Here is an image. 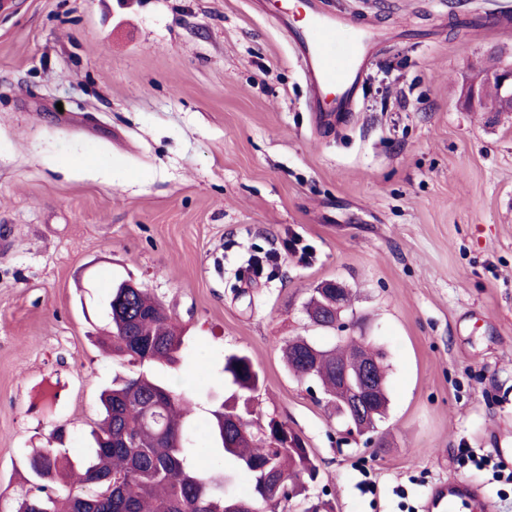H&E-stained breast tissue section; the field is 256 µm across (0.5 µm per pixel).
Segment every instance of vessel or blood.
<instances>
[{
    "mask_svg": "<svg viewBox=\"0 0 512 512\" xmlns=\"http://www.w3.org/2000/svg\"><path fill=\"white\" fill-rule=\"evenodd\" d=\"M305 22L296 25L287 7L273 13L287 37L309 88L308 109L319 128L345 122L354 112L365 70L377 53L370 24L324 9L319 0H303ZM475 491L448 480L436 483L423 512H465Z\"/></svg>",
    "mask_w": 512,
    "mask_h": 512,
    "instance_id": "vessel-or-blood-1",
    "label": "vessel or blood"
}]
</instances>
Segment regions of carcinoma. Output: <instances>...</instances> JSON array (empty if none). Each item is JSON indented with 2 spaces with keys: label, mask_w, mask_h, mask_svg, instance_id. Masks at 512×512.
<instances>
[{
  "label": "carcinoma",
  "mask_w": 512,
  "mask_h": 512,
  "mask_svg": "<svg viewBox=\"0 0 512 512\" xmlns=\"http://www.w3.org/2000/svg\"><path fill=\"white\" fill-rule=\"evenodd\" d=\"M112 355L133 366L177 367L186 350L183 330L173 323L159 301L145 288H112L109 303ZM336 307V291L320 284L305 303L310 323L327 329L315 314ZM355 340L324 347L295 338L283 347L289 372L303 382H316L339 413L343 396L336 368L351 363ZM224 375L241 391L254 392L259 373L246 355L224 357ZM194 402L190 391H175L145 372L135 373L100 395L101 419L90 431L91 454L58 464V449L33 448L27 468L33 486L26 489L14 512H263L278 497L291 500L307 491L318 467L303 438L295 431L285 437L273 428L274 417L251 429L232 396L212 411L205 423L213 449L235 469L249 472L252 493L227 489L231 476L210 474L192 465L197 453V424L186 419ZM389 405L387 387L375 395V427Z\"/></svg>",
  "instance_id": "1"
}]
</instances>
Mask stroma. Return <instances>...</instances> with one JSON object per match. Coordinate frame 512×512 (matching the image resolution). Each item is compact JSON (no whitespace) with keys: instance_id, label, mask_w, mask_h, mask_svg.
Instances as JSON below:
<instances>
[{"instance_id":"obj_1","label":"stroma","mask_w":512,"mask_h":512,"mask_svg":"<svg viewBox=\"0 0 512 512\" xmlns=\"http://www.w3.org/2000/svg\"><path fill=\"white\" fill-rule=\"evenodd\" d=\"M379 51L355 115L315 129L274 0H19L0 10V512L28 449L88 452L113 282L183 329L204 421L242 352L319 466L333 512H421L448 478L512 512V480L462 461L512 442V112L464 107L474 67L512 61V0H327ZM88 160L86 170L68 161ZM276 261H269L271 252ZM388 364L372 444L289 374L282 345L340 333L303 306L324 281Z\"/></svg>"}]
</instances>
